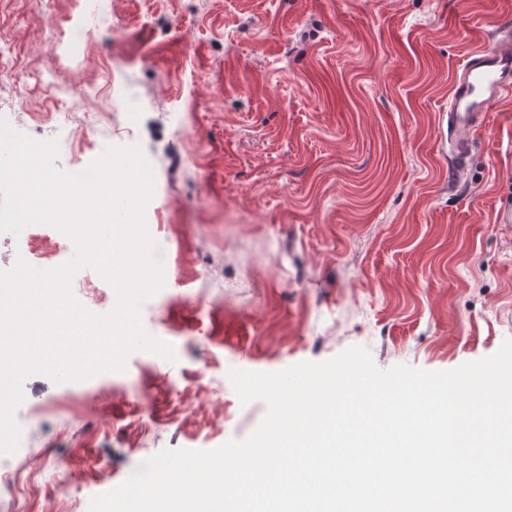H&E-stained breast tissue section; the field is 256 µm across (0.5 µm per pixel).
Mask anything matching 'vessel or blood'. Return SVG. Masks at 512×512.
Masks as SVG:
<instances>
[{
	"instance_id": "vessel-or-blood-1",
	"label": "vessel or blood",
	"mask_w": 512,
	"mask_h": 512,
	"mask_svg": "<svg viewBox=\"0 0 512 512\" xmlns=\"http://www.w3.org/2000/svg\"><path fill=\"white\" fill-rule=\"evenodd\" d=\"M512 91V40L481 37L452 84L448 102V140L453 167L464 171L471 136L504 93Z\"/></svg>"
}]
</instances>
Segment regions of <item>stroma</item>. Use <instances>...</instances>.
Here are the masks:
<instances>
[{
	"label": "stroma",
	"instance_id": "obj_1",
	"mask_svg": "<svg viewBox=\"0 0 512 512\" xmlns=\"http://www.w3.org/2000/svg\"><path fill=\"white\" fill-rule=\"evenodd\" d=\"M110 42L79 79L101 90L89 145L57 140L56 165L84 171L112 145L152 167L145 210L164 286L144 301L174 360L131 353L121 372L75 383L25 379L22 434L35 487L0 512H89L165 449L247 438L267 413L241 403L230 369L275 372L358 345L382 369L452 370L512 337V95L456 177L448 95L486 0H112ZM96 29L75 0H0V37L26 67H55V19ZM196 110L185 113L188 101ZM0 74V120L18 134L42 111ZM93 413L76 421L72 399ZM72 466L62 471L59 458Z\"/></svg>",
	"mask_w": 512,
	"mask_h": 512
}]
</instances>
